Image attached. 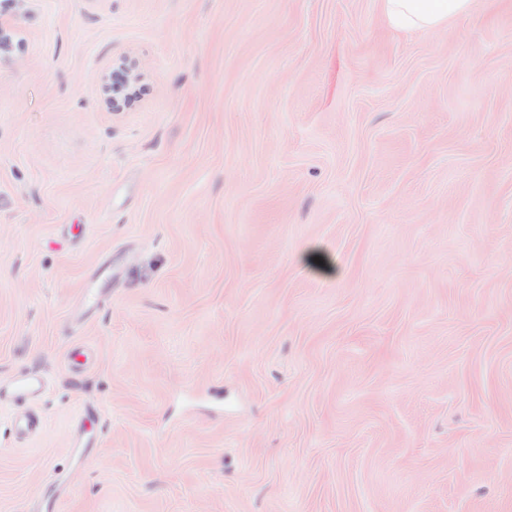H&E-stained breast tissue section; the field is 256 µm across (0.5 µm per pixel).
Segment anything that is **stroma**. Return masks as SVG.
<instances>
[{
  "label": "stroma",
  "mask_w": 512,
  "mask_h": 512,
  "mask_svg": "<svg viewBox=\"0 0 512 512\" xmlns=\"http://www.w3.org/2000/svg\"><path fill=\"white\" fill-rule=\"evenodd\" d=\"M0 14V512H512V0ZM383 23L398 32H435L469 14L473 0H378ZM46 389V381L38 374L24 373L12 378L6 389L0 388V404L28 403L39 398Z\"/></svg>",
  "instance_id": "1"
}]
</instances>
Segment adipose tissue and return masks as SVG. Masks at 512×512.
Instances as JSON below:
<instances>
[{
  "instance_id": "obj_1",
  "label": "adipose tissue",
  "mask_w": 512,
  "mask_h": 512,
  "mask_svg": "<svg viewBox=\"0 0 512 512\" xmlns=\"http://www.w3.org/2000/svg\"><path fill=\"white\" fill-rule=\"evenodd\" d=\"M473 0H379L383 23L398 32L447 28L452 18L467 15Z\"/></svg>"
}]
</instances>
